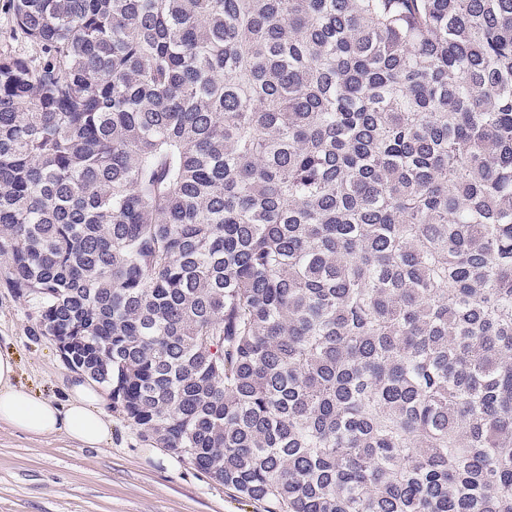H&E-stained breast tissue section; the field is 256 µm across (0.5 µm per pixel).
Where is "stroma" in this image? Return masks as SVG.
Instances as JSON below:
<instances>
[{
    "mask_svg": "<svg viewBox=\"0 0 512 512\" xmlns=\"http://www.w3.org/2000/svg\"><path fill=\"white\" fill-rule=\"evenodd\" d=\"M0 259V351L17 361L19 386L55 402L66 398L69 367L35 326L30 302L5 285ZM112 441L81 448L65 437H27L0 424V512H270L245 500L168 449L143 444L113 411Z\"/></svg>",
    "mask_w": 512,
    "mask_h": 512,
    "instance_id": "stroma-1",
    "label": "stroma"
}]
</instances>
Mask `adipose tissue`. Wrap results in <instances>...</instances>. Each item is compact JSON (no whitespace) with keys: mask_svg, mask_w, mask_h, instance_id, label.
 <instances>
[{"mask_svg":"<svg viewBox=\"0 0 512 512\" xmlns=\"http://www.w3.org/2000/svg\"><path fill=\"white\" fill-rule=\"evenodd\" d=\"M14 355L0 352V424L33 438L65 436L83 448H100L112 437L98 383L83 373L71 376L64 402L34 395L16 384Z\"/></svg>","mask_w":512,"mask_h":512,"instance_id":"adipose-tissue-1","label":"adipose tissue"}]
</instances>
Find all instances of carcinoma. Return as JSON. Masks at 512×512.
Returning a JSON list of instances; mask_svg holds the SVG:
<instances>
[{
    "label": "carcinoma",
    "instance_id": "cac0c4a2",
    "mask_svg": "<svg viewBox=\"0 0 512 512\" xmlns=\"http://www.w3.org/2000/svg\"><path fill=\"white\" fill-rule=\"evenodd\" d=\"M5 284L278 512H512V0H8Z\"/></svg>",
    "mask_w": 512,
    "mask_h": 512
}]
</instances>
